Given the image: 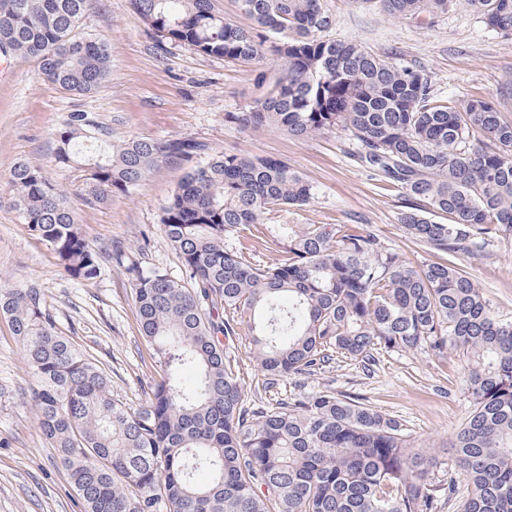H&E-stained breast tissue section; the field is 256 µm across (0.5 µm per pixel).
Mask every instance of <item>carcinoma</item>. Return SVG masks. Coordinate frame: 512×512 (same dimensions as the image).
Masks as SVG:
<instances>
[{
	"label": "carcinoma",
	"mask_w": 512,
	"mask_h": 512,
	"mask_svg": "<svg viewBox=\"0 0 512 512\" xmlns=\"http://www.w3.org/2000/svg\"><path fill=\"white\" fill-rule=\"evenodd\" d=\"M252 25L214 0H131L155 34L210 57L279 76L224 120L297 138L340 130L363 167L401 190L400 223L439 260L414 266L356 224H269L309 203L314 186L288 163L221 152L193 138L130 139L72 112L55 161L96 169L88 199L126 194L160 165L182 170L161 230L183 279L146 271L124 246L112 263L133 282L140 335L162 371L145 405L112 398L107 374L55 327L36 288L0 289V314L22 344L41 433L63 460L84 512H434L432 458L403 424L325 391L275 407L244 403L224 339L244 330L265 388L377 351L453 352L472 409L452 448L448 497L459 512H512V320L496 318L455 257L512 232V121L479 97H438L428 77L354 41L331 39L323 0H235ZM429 20L452 0H376ZM489 29L512 34V0H464ZM94 0H0V51L38 62L43 80L87 95L111 73L108 43L83 36ZM31 236L75 281L102 274L74 210L29 161L10 173ZM442 218L434 221L432 217ZM279 245L258 260L257 246ZM206 472L209 480L198 481Z\"/></svg>",
	"instance_id": "carcinoma-1"
}]
</instances>
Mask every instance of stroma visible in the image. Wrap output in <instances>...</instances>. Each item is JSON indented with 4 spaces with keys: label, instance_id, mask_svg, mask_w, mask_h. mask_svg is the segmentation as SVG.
I'll return each mask as SVG.
<instances>
[{
    "label": "stroma",
    "instance_id": "35a3bbf8",
    "mask_svg": "<svg viewBox=\"0 0 512 512\" xmlns=\"http://www.w3.org/2000/svg\"><path fill=\"white\" fill-rule=\"evenodd\" d=\"M324 5L332 18L328 37L357 41L394 63L416 67L439 96L489 99L512 120V35L487 29L462 0L431 24L389 15L374 0ZM81 30L109 43L111 74L96 93L78 95L41 80L36 62L27 58L11 57L10 69L0 72V288L41 289L58 330L110 375L113 398L139 407L161 374L139 332L133 285L110 264L93 284L72 280L21 224L10 170L20 160L41 166L100 255L119 241L137 253L144 269L176 279L181 263L161 230L160 215L182 172L162 165L128 194L106 204L87 203L83 171L55 161L54 132L70 112L85 111L108 124L116 144L189 137L219 151L283 160L314 186L315 196L273 216V223L363 224L403 260H431L429 251L405 235L397 192L352 160L344 135L300 139L225 122V113L241 111L256 96L260 74L274 76L275 63L258 71L163 41L134 14L130 0H96ZM458 262L494 314L512 319V233L488 238ZM459 370L453 356L441 363L422 352L382 353L367 366L339 362L322 373L288 378L279 395L329 390L397 417L411 445L437 461L430 470L436 512H457L446 491L448 466L455 461L451 444L472 408ZM32 383L20 343L0 316V512H81L61 458L40 432Z\"/></svg>",
    "mask_w": 512,
    "mask_h": 512
}]
</instances>
